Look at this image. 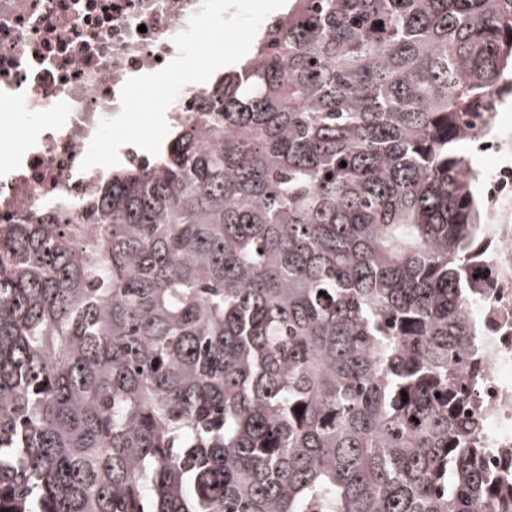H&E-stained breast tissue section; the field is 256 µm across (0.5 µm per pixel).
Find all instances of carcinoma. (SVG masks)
I'll return each instance as SVG.
<instances>
[{
    "label": "carcinoma",
    "instance_id": "obj_1",
    "mask_svg": "<svg viewBox=\"0 0 512 512\" xmlns=\"http://www.w3.org/2000/svg\"><path fill=\"white\" fill-rule=\"evenodd\" d=\"M510 93L512 0H288L89 217L0 224V512H483L459 144Z\"/></svg>",
    "mask_w": 512,
    "mask_h": 512
}]
</instances>
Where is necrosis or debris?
<instances>
[{"label": "necrosis or debris", "instance_id": "obj_1", "mask_svg": "<svg viewBox=\"0 0 512 512\" xmlns=\"http://www.w3.org/2000/svg\"><path fill=\"white\" fill-rule=\"evenodd\" d=\"M201 0H0V104L39 123L34 142L0 157V224L39 218L48 208L77 217L113 171L81 170L100 119L117 115L130 77L162 69L176 55L174 35L187 27ZM477 141L490 158L483 180L490 191L512 183L500 152L506 134ZM491 243L474 266L493 276L472 315L475 334L463 374L472 440L483 448L498 488H512V224H486Z\"/></svg>", "mask_w": 512, "mask_h": 512}]
</instances>
